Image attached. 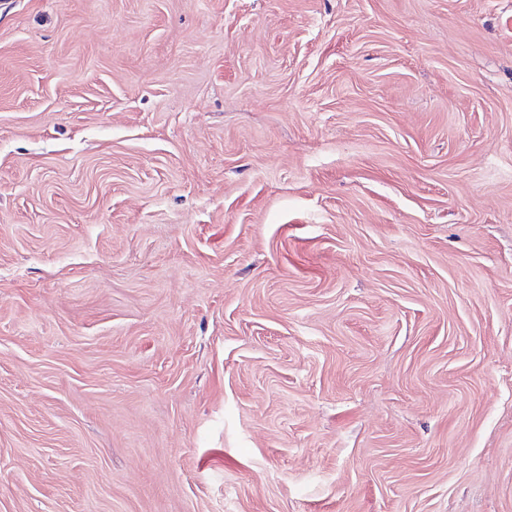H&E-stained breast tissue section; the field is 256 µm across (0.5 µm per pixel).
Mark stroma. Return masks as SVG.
Instances as JSON below:
<instances>
[{"instance_id": "1", "label": "stroma", "mask_w": 512, "mask_h": 512, "mask_svg": "<svg viewBox=\"0 0 512 512\" xmlns=\"http://www.w3.org/2000/svg\"><path fill=\"white\" fill-rule=\"evenodd\" d=\"M0 512H512V0L0 6Z\"/></svg>"}]
</instances>
